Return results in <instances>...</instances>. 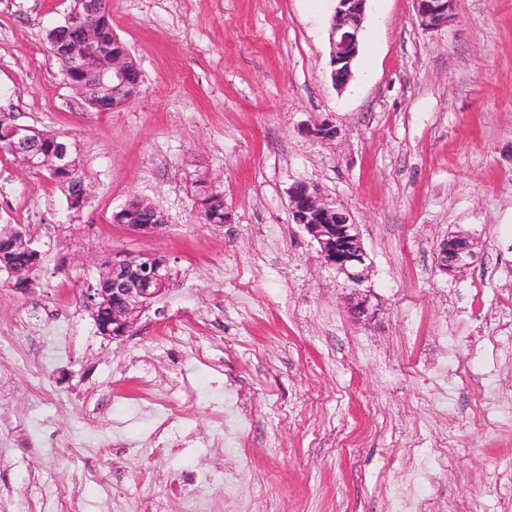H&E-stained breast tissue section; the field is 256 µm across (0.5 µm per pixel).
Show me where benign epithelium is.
I'll return each instance as SVG.
<instances>
[{
    "label": "benign epithelium",
    "instance_id": "benign-epithelium-1",
    "mask_svg": "<svg viewBox=\"0 0 512 512\" xmlns=\"http://www.w3.org/2000/svg\"><path fill=\"white\" fill-rule=\"evenodd\" d=\"M104 0H72L64 21L50 29L47 40L50 49L62 63L65 80L76 88L85 101L102 112L129 102L138 93L140 80L130 72L128 48L119 44L109 52L110 61L100 66L98 60L104 48V21L101 9ZM416 19L425 29H438L453 17L454 0H413ZM366 0H337L331 22L330 56L332 79L343 85L351 77V67L358 53L359 34ZM4 138L0 150L21 155L30 168L42 170L50 163L54 172L69 171L77 166L67 139L54 137L55 152L46 158L42 153L45 134L37 128L15 122L0 115ZM291 220L303 226L317 245L324 264L351 285L348 305L353 318L361 320L371 315L370 290L363 287L368 280L369 265L360 225L356 224L343 206L326 197L314 184L300 182L288 192ZM475 256L474 246L448 253V245L439 247L437 267L445 274L466 271ZM156 255L141 252L136 258L128 254L112 255V265L127 263L135 266L132 277H112V287L87 289L84 303L94 311L112 294L121 298L112 307V324L119 328L113 337L133 331L138 319L158 302L170 285L168 270L155 262Z\"/></svg>",
    "mask_w": 512,
    "mask_h": 512
}]
</instances>
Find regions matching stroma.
Returning <instances> with one entry per match:
<instances>
[{
	"label": "stroma",
	"mask_w": 512,
	"mask_h": 512,
	"mask_svg": "<svg viewBox=\"0 0 512 512\" xmlns=\"http://www.w3.org/2000/svg\"><path fill=\"white\" fill-rule=\"evenodd\" d=\"M70 0H0V113L65 135L89 202L0 153V225H25L35 286L0 272V512H504L483 494L512 469V348L483 333L512 316V0H454L434 31L412 0H367L352 78L334 86L336 0H111L142 74L100 112L46 41ZM333 124L330 140L317 123ZM317 185L359 224L372 319L291 221L289 188ZM224 195L226 224L198 198ZM133 198L167 225L113 220ZM474 265L451 276L440 243ZM149 251L174 279L129 335L83 303L105 259ZM44 318L18 328L21 309ZM501 413L490 434L476 398ZM252 411L238 446L211 447ZM175 407L176 452L150 448L154 404ZM449 439L447 460L433 452ZM205 486H189L191 475ZM448 245L444 243L439 247L437 254V267L445 274H456L466 271L472 265V259L475 256L474 244L461 249L469 244L465 237L455 235L448 236ZM457 249V250H456ZM455 250V251H454ZM448 254V252H452Z\"/></svg>",
	"instance_id": "1"
}]
</instances>
